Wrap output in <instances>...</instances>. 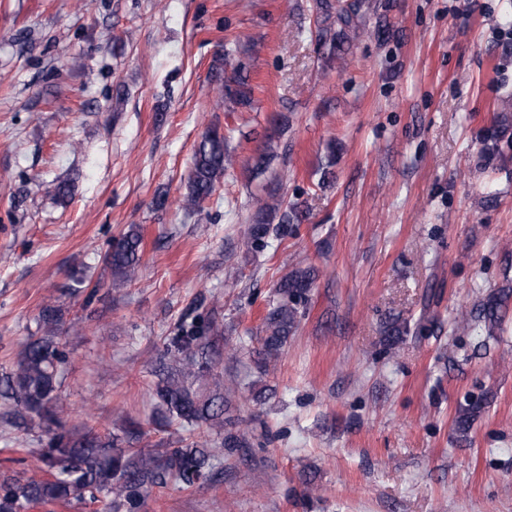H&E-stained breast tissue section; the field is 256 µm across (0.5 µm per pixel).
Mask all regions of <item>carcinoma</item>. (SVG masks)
I'll return each mask as SVG.
<instances>
[{
    "mask_svg": "<svg viewBox=\"0 0 512 512\" xmlns=\"http://www.w3.org/2000/svg\"><path fill=\"white\" fill-rule=\"evenodd\" d=\"M316 37L332 59L344 52L347 32L358 28L361 4L355 0H313ZM224 68L228 72L217 78L216 105L226 112H236L251 105L253 88L244 75L246 66L236 59L232 41L224 42ZM235 129L221 133L209 129L195 145L193 166L186 184L182 205L201 211L210 199L220 178L234 169L228 142ZM303 211L296 204L282 206L271 196L251 218L244 231L242 245L248 252L267 246L272 235L286 236L301 223ZM142 236L136 227L114 239L107 260L113 277L120 282L135 279L141 261ZM316 280L312 267H295L277 283L276 301L263 318L257 353V367L265 371L276 361L297 332L310 300ZM512 290L501 288L490 294L478 308V319L493 329L505 316ZM60 306H42L39 322L42 336L28 337L12 367L0 374V402L5 411L3 424L25 435L34 434L38 448H21L19 456L0 460V512H29L31 509L64 505L75 499L87 505L100 504L101 512H145L147 500L157 488L176 481L186 487L213 481V461L250 448L252 434L240 427L243 420L224 417L232 408V387L221 392L213 389L203 394L211 366L208 351L212 337L221 334L214 318L203 316L181 319L165 338L163 357L180 363V367L156 383L161 421L201 423L210 429L224 430L220 446L192 442L174 448L143 449L133 446L140 438L137 426L123 430L128 447L119 446V436L100 434L83 426L68 427L60 405L59 372L66 361L57 330L62 322ZM479 405L470 404L458 411L455 426L465 432Z\"/></svg>",
    "mask_w": 512,
    "mask_h": 512,
    "instance_id": "1",
    "label": "carcinoma"
}]
</instances>
